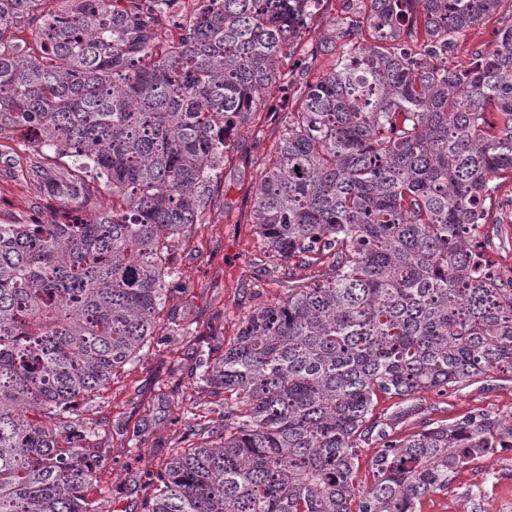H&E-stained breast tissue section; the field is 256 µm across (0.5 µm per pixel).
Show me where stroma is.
Segmentation results:
<instances>
[{
  "label": "stroma",
  "mask_w": 512,
  "mask_h": 512,
  "mask_svg": "<svg viewBox=\"0 0 512 512\" xmlns=\"http://www.w3.org/2000/svg\"><path fill=\"white\" fill-rule=\"evenodd\" d=\"M359 5L360 0H322L308 20L276 86L263 94L258 120L231 136L210 212L173 244V274L159 308L157 336L139 360L118 370L87 401L83 416L93 432L83 444L107 451L101 482L88 495L97 512H145L151 478L169 452L191 443L195 428L222 430L224 399L198 390V360L221 354L253 309L276 304L284 294L285 266L256 230L255 182L276 152L285 114L296 110L308 83L335 65V55L322 51L324 37ZM509 22L512 0H504L499 11L458 37L452 64L469 66ZM27 141L21 130L0 136V224H50L61 218L55 202L39 199L9 167ZM418 401L422 414L389 427L391 438L479 411L510 414L512 381H480L443 395L424 391ZM417 512H512V449L460 469L447 491L421 499Z\"/></svg>",
  "instance_id": "obj_1"
}]
</instances>
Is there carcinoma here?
Masks as SVG:
<instances>
[{
	"mask_svg": "<svg viewBox=\"0 0 512 512\" xmlns=\"http://www.w3.org/2000/svg\"><path fill=\"white\" fill-rule=\"evenodd\" d=\"M46 2L0 0V132L30 134L23 177L63 217L0 224V512H91L100 449L68 430L157 335L173 242L209 211L230 136L257 118L320 0H198L186 14L170 0ZM365 2L325 40L336 64L288 113L256 187L287 295L199 359V387L226 399L221 442L175 453L145 512H416L512 448V414L400 440L370 422L381 394L512 377V277L471 250L476 227L491 245L502 219L486 201L512 179V24L454 68L457 36L503 0ZM26 24L37 56L15 38ZM86 169L121 210L82 217ZM374 435V482L358 491ZM380 442L382 441L379 439L375 440V438H373V440H369V444H362L363 448L360 453L358 468V483L360 486L364 487L373 482L370 461L380 448V445L378 444Z\"/></svg>",
	"mask_w": 512,
	"mask_h": 512,
	"instance_id": "carcinoma-1",
	"label": "carcinoma"
}]
</instances>
